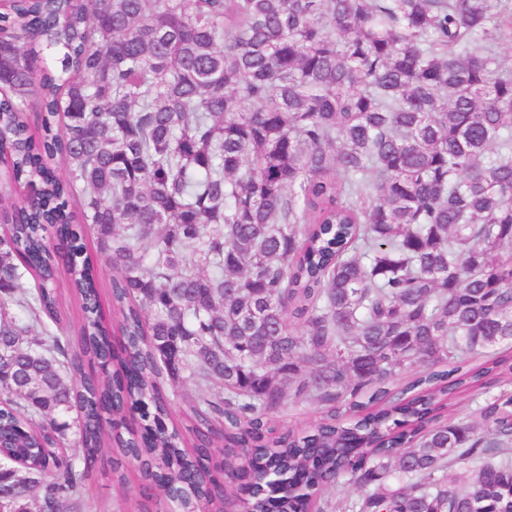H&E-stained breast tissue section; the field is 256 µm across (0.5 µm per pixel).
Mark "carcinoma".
<instances>
[{
  "label": "carcinoma",
  "mask_w": 512,
  "mask_h": 512,
  "mask_svg": "<svg viewBox=\"0 0 512 512\" xmlns=\"http://www.w3.org/2000/svg\"><path fill=\"white\" fill-rule=\"evenodd\" d=\"M8 30L0 512H95L108 448L159 512L233 506L225 466L251 512H512V0H21ZM290 403L318 419L276 429ZM167 392L174 398L175 406L173 412V418L177 425H179L186 434L187 440L189 439V433L185 430V428L189 425V421L185 415V411L188 406V400L193 394V390L190 386L187 387H175L173 389L172 386L166 387ZM175 391V392H173ZM173 393L175 395H173Z\"/></svg>",
  "instance_id": "obj_1"
}]
</instances>
